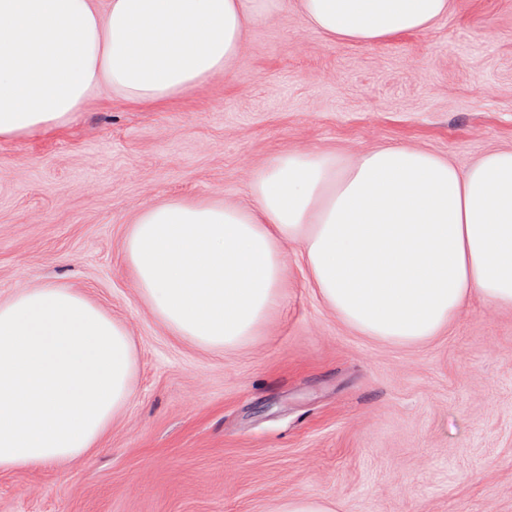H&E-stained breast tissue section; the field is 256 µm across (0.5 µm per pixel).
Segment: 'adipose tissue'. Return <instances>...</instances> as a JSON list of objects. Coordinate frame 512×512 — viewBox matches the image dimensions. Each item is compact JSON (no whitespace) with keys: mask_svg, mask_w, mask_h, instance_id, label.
I'll return each mask as SVG.
<instances>
[{"mask_svg":"<svg viewBox=\"0 0 512 512\" xmlns=\"http://www.w3.org/2000/svg\"><path fill=\"white\" fill-rule=\"evenodd\" d=\"M284 0H0V139L65 126L101 86L159 103L230 72L248 25ZM328 37L370 46L429 29L449 0H298ZM254 206L175 198L140 210L124 241L141 300L172 334L247 345L302 249L313 288L351 329L416 346L472 296L512 308V150L467 169L411 146L347 158L286 151L253 178ZM127 327L54 283L0 300V471L72 461L130 402Z\"/></svg>","mask_w":512,"mask_h":512,"instance_id":"obj_1","label":"adipose tissue"}]
</instances>
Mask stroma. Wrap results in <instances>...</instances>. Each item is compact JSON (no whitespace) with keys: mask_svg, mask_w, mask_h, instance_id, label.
<instances>
[{"mask_svg":"<svg viewBox=\"0 0 512 512\" xmlns=\"http://www.w3.org/2000/svg\"><path fill=\"white\" fill-rule=\"evenodd\" d=\"M407 145L467 169L512 150V0H452L431 28L331 40L288 0L251 24L235 70L159 104L98 90L64 127L0 141V299L45 282L128 328L135 393L100 448L0 472V512H512V308L472 298L400 347L344 325L287 249L260 336L225 351L173 336L125 265L138 211L252 204L284 150ZM327 502L308 496H288L279 505L276 512H334Z\"/></svg>","mask_w":512,"mask_h":512,"instance_id":"35a3bbf8","label":"stroma"}]
</instances>
